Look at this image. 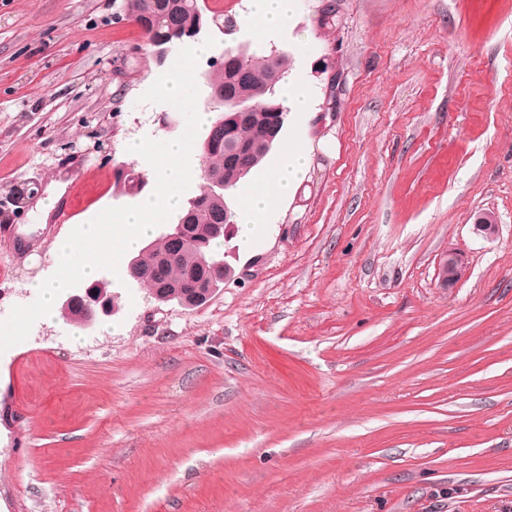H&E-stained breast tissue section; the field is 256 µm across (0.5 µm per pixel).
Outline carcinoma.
<instances>
[{"label": "carcinoma", "instance_id": "1", "mask_svg": "<svg viewBox=\"0 0 512 512\" xmlns=\"http://www.w3.org/2000/svg\"><path fill=\"white\" fill-rule=\"evenodd\" d=\"M129 17L143 31L148 43L162 53L168 46L193 38L203 25L206 3L204 0H126ZM248 70L246 80L240 82L226 69L209 82L210 97L224 96V90L256 107L257 120L249 127L219 131L200 143L206 165L213 171L224 173L228 189L237 188L253 169L258 167L270 149L260 146L265 140L266 114L278 110L287 112L280 88L289 71V58L283 51L272 49L263 54L243 52ZM192 213L200 245H176L158 238L149 250L133 256L136 263L127 279L147 287L175 284L189 287L197 281L204 259L214 257L211 242L216 224H227L235 218L231 208L224 206V197L205 190L188 198L182 214Z\"/></svg>", "mask_w": 512, "mask_h": 512}]
</instances>
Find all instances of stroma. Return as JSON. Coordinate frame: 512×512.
I'll use <instances>...</instances> for the list:
<instances>
[{
  "instance_id": "1",
  "label": "stroma",
  "mask_w": 512,
  "mask_h": 512,
  "mask_svg": "<svg viewBox=\"0 0 512 512\" xmlns=\"http://www.w3.org/2000/svg\"><path fill=\"white\" fill-rule=\"evenodd\" d=\"M206 4L234 31L160 57L123 0H0V318L77 181L83 218L153 193L126 145L181 135L140 100L181 46L198 110L229 48L287 52L311 101L280 135L301 181L206 304L123 277L104 323L0 354V512H512V0H299L262 40L249 0ZM460 255L454 251H448L439 265L440 283L447 287L460 281L465 273Z\"/></svg>"
}]
</instances>
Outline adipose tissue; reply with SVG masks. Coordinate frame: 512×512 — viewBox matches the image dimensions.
<instances>
[{
    "instance_id": "adipose-tissue-1",
    "label": "adipose tissue",
    "mask_w": 512,
    "mask_h": 512,
    "mask_svg": "<svg viewBox=\"0 0 512 512\" xmlns=\"http://www.w3.org/2000/svg\"><path fill=\"white\" fill-rule=\"evenodd\" d=\"M296 0H250V19L257 36L284 29L294 13ZM307 163L305 151L297 145L284 146L277 163L268 169L243 198L240 242L251 247L267 210L287 196L299 181Z\"/></svg>"
}]
</instances>
